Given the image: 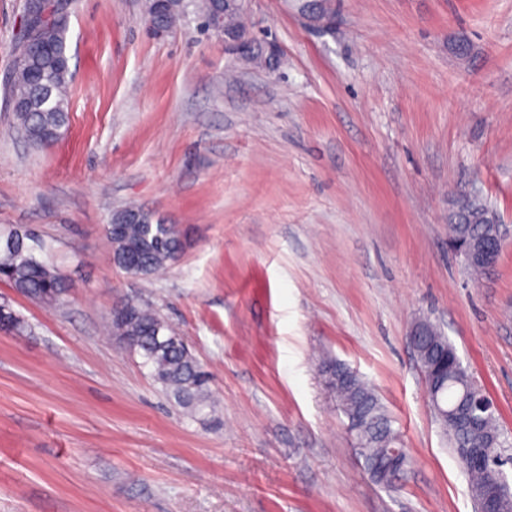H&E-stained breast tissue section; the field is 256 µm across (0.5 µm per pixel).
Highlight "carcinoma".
<instances>
[{
	"instance_id": "cac0c4a2",
	"label": "carcinoma",
	"mask_w": 512,
	"mask_h": 512,
	"mask_svg": "<svg viewBox=\"0 0 512 512\" xmlns=\"http://www.w3.org/2000/svg\"><path fill=\"white\" fill-rule=\"evenodd\" d=\"M223 9L221 0H168L165 13L156 20L152 0H146L148 19L160 28L171 27L190 14L205 20ZM43 44L49 50L37 53L24 35L15 39L12 79L17 94L30 100L31 105L9 107L23 136L41 146L60 134L68 121L67 26H54ZM477 206L473 201L458 203L454 221L448 225L450 240H461L475 247L498 239L500 225L468 224L462 220L463 214L470 209L477 210ZM125 210L137 213L138 222L123 225L121 233L111 238L112 252L116 256L134 254L138 266L128 269L121 265L119 269L135 277H147L172 265L184 248L177 226L160 223L151 212L136 205H127ZM29 239L23 233L13 246L0 249V281L25 297L41 299L50 305L53 299L60 300L66 295L68 282L57 267L36 255ZM115 312L116 316L109 322L110 334L134 346L150 366L153 381L164 392L193 415H201L212 406L211 373L159 314L140 304L125 311L117 308ZM409 340L426 386L438 391L436 419L463 460L477 508H482L494 484L501 489L505 501L512 500L503 470L508 464L507 449L512 447V442L498 424L496 409L472 412L474 422L470 424L462 418L469 394L485 399L489 395L463 366L454 344L437 325L426 319L416 321ZM320 371L326 389L348 420L366 472L375 483L392 487L407 470L410 459L377 390L337 360L322 362Z\"/></svg>"
}]
</instances>
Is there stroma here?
Returning a JSON list of instances; mask_svg holds the SVG:
<instances>
[{
    "label": "stroma",
    "mask_w": 512,
    "mask_h": 512,
    "mask_svg": "<svg viewBox=\"0 0 512 512\" xmlns=\"http://www.w3.org/2000/svg\"><path fill=\"white\" fill-rule=\"evenodd\" d=\"M24 0H0V231L68 279L54 306L0 282V512H476L409 342L438 324L512 437V0H250L275 68L240 65L194 17L70 0L69 120L50 146L7 112ZM501 226L495 271L448 248L460 200ZM134 201L178 225L164 272L112 264ZM154 304L212 374L188 417L104 336ZM378 390L410 465L358 460L318 360Z\"/></svg>",
    "instance_id": "stroma-1"
}]
</instances>
